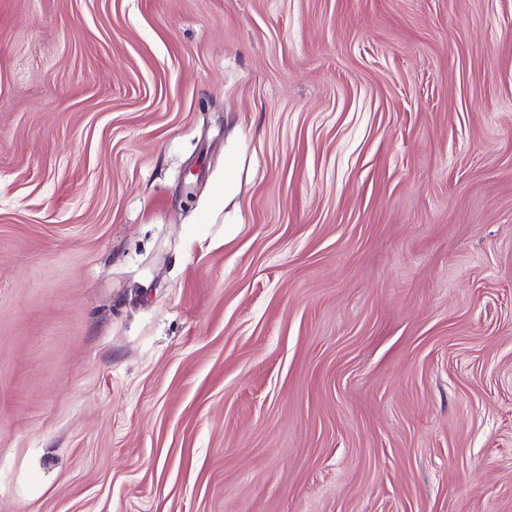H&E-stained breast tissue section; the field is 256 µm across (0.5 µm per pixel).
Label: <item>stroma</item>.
<instances>
[{"label": "stroma", "instance_id": "obj_1", "mask_svg": "<svg viewBox=\"0 0 512 512\" xmlns=\"http://www.w3.org/2000/svg\"><path fill=\"white\" fill-rule=\"evenodd\" d=\"M0 512H512V0H0Z\"/></svg>", "mask_w": 512, "mask_h": 512}]
</instances>
